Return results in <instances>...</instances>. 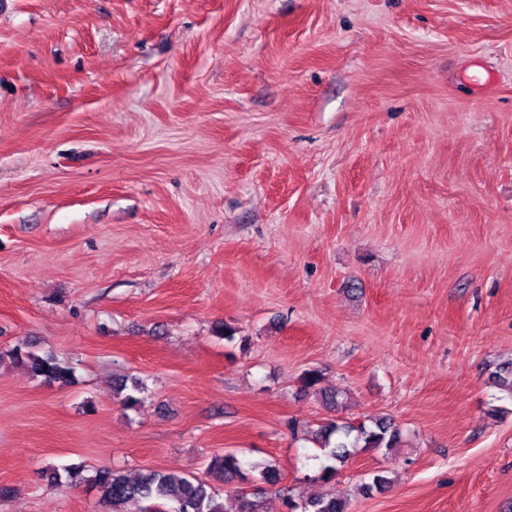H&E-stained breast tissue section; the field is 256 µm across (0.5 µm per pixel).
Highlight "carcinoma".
<instances>
[{"instance_id": "1", "label": "carcinoma", "mask_w": 512, "mask_h": 512, "mask_svg": "<svg viewBox=\"0 0 512 512\" xmlns=\"http://www.w3.org/2000/svg\"><path fill=\"white\" fill-rule=\"evenodd\" d=\"M0 359L25 366L33 378L49 385L63 387L77 382L73 364L52 351L39 354L17 345L1 353ZM144 389V382L139 378L122 381L118 393L123 406L135 408L140 403L136 394ZM315 438L330 461L319 476L324 483L335 480L339 467L358 449L390 450L401 442L400 429L391 419L377 420L371 427L332 421L322 426ZM208 469L237 492L238 512H262L261 501L255 499L253 492H242V485L260 482L273 486L280 481L279 465L270 459L253 463L251 473L247 474L236 455L218 454L211 458ZM86 482L98 491L99 501L107 512H126V506L132 502L143 504L142 512H224V503L211 485L195 477L176 476L162 469L148 468L129 476L120 469L102 468ZM285 504L288 512H346L343 501L326 494L307 497L299 503L288 497Z\"/></svg>"}]
</instances>
